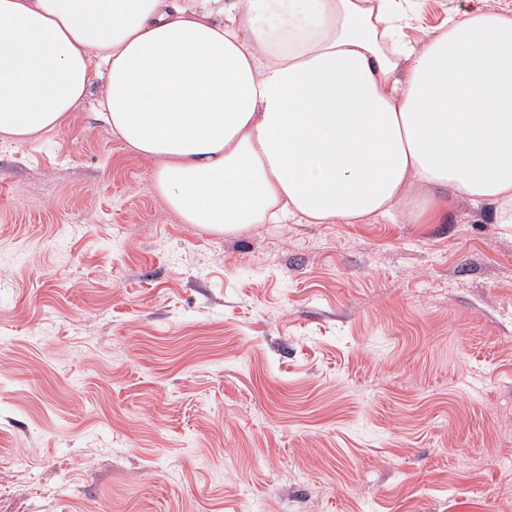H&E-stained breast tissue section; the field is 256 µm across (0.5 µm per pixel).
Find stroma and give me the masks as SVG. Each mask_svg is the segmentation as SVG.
<instances>
[{
    "mask_svg": "<svg viewBox=\"0 0 512 512\" xmlns=\"http://www.w3.org/2000/svg\"><path fill=\"white\" fill-rule=\"evenodd\" d=\"M102 90L0 137V512L512 508V227L183 223Z\"/></svg>",
    "mask_w": 512,
    "mask_h": 512,
    "instance_id": "obj_1",
    "label": "stroma"
}]
</instances>
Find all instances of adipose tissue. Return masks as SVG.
<instances>
[{
  "instance_id": "ef3b65f1",
  "label": "adipose tissue",
  "mask_w": 512,
  "mask_h": 512,
  "mask_svg": "<svg viewBox=\"0 0 512 512\" xmlns=\"http://www.w3.org/2000/svg\"><path fill=\"white\" fill-rule=\"evenodd\" d=\"M408 23L401 0H0V136L62 127L98 73L184 223L423 224L463 198L512 226V16L419 45Z\"/></svg>"
}]
</instances>
